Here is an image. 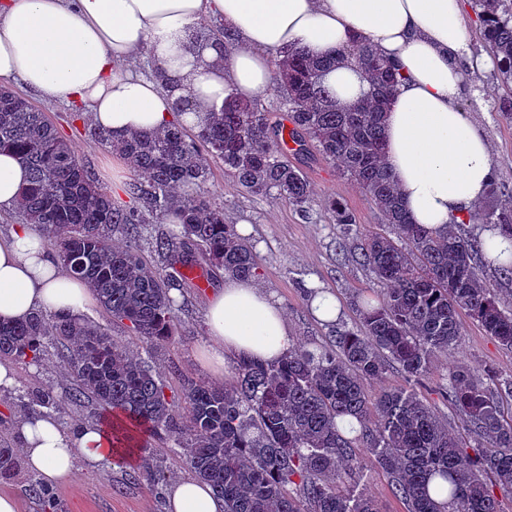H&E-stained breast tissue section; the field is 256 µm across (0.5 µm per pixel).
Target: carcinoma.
Listing matches in <instances>:
<instances>
[{"label":"carcinoma","mask_w":512,"mask_h":512,"mask_svg":"<svg viewBox=\"0 0 512 512\" xmlns=\"http://www.w3.org/2000/svg\"><path fill=\"white\" fill-rule=\"evenodd\" d=\"M481 37L496 63L500 89L512 99V0H475ZM347 61L368 84L357 103L336 108L325 85L335 60H318L293 48L275 62L282 109L290 131L257 101L230 100L224 111L194 131L172 125L136 132L113 143L134 172L128 195L146 201L151 214L169 221L151 237L159 265L138 253L150 219L126 209L94 180L46 114L9 87L0 88V149L13 151L30 175L19 205L25 223L52 247L67 272L92 288L101 308L147 345L170 340L175 329L172 292L192 285L189 271L208 279L224 273L254 278L253 246L224 217L204 186L213 161L252 196L270 194L308 219L310 182L288 161L293 154L336 166L340 177L361 187L382 223L401 239L366 234L345 257L366 266L378 288L353 301L356 326L328 323L330 344H297L278 362L234 361L230 382L182 385L185 415L150 362L118 347L100 327L82 318L39 312L17 324L0 323V359L28 367L47 348L60 346L70 387L47 388L21 404L25 415L46 411L62 417L86 404L100 411L112 447L129 455L167 439L198 479L224 500V512H377L373 500L349 485L368 467L384 471L407 512H502L497 493L512 496V372L490 367L477 375L459 367L449 375L444 399L460 415L469 445L448 421L412 391L369 396L367 386L397 367L422 384L434 375L433 356L456 345L466 313L499 344L512 349V310H505L482 275L496 263L467 224L430 230L411 224L395 179L384 162V118L398 83L396 68L369 44L357 41ZM324 212L335 224L355 218L331 197ZM512 243V213L478 209L468 224ZM498 264V263H496ZM512 277V250L498 264ZM18 467L17 451L0 443V475ZM131 478L157 486L167 479L159 461L145 456ZM28 496L41 512H60L52 492L29 478Z\"/></svg>","instance_id":"obj_1"}]
</instances>
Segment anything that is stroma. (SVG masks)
Returning a JSON list of instances; mask_svg holds the SVG:
<instances>
[{
	"mask_svg": "<svg viewBox=\"0 0 512 512\" xmlns=\"http://www.w3.org/2000/svg\"><path fill=\"white\" fill-rule=\"evenodd\" d=\"M462 101L475 121L485 130L496 161L497 179L512 184V118L508 117L501 89L490 70L478 71L466 85ZM32 105L46 113L58 134L71 143L79 160L89 168L102 187L112 179V152L94 137L90 118L72 111L63 101L43 102L32 98ZM303 167L315 192L311 219L302 218L291 206L271 197H251L225 175L222 163L211 166L206 189L224 208L225 217L236 226L248 227L247 239L253 245L259 265V284L281 305L293 343L327 345L325 327L310 311L301 287L316 285L335 293L340 303V318L354 324L356 314L350 305L353 295L375 287L372 272L364 266L342 260L341 243H353L357 236L381 231V217L369 197L353 183L338 176L335 169L320 162L294 157ZM331 196L343 198L356 222L351 229L330 222L322 204ZM211 294L207 288L188 292L176 313V332L170 344L154 349L148 359L173 392H180L184 380L212 382L213 371L203 359L208 345L205 304ZM463 336L457 346L435 360V377L420 395L434 403L449 428L460 425L458 416L437 394L449 368L463 365L475 372L494 367L512 371V349L500 346L487 336L476 321L461 315ZM14 395L0 397V440L17 447L14 418L19 409L15 394L52 388L63 393L69 384L55 352H48L42 363L17 367ZM128 466L80 464L70 480L54 487L62 512H163L165 488L147 481L127 479ZM354 491L371 497L378 512H406V506L391 492L388 476L369 468L356 476Z\"/></svg>",
	"mask_w": 512,
	"mask_h": 512,
	"instance_id": "35a3bbf8",
	"label": "stroma"
}]
</instances>
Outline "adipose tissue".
I'll return each instance as SVG.
<instances>
[{
    "mask_svg": "<svg viewBox=\"0 0 512 512\" xmlns=\"http://www.w3.org/2000/svg\"><path fill=\"white\" fill-rule=\"evenodd\" d=\"M223 20L234 40L207 35ZM366 39L400 70L385 122V161L414 224L465 221L495 176L484 130L462 104L467 53L463 0H0V85L16 81L46 101L89 113L113 141L178 122L194 128L226 99L267 93L273 62L291 46L326 58ZM147 52L146 79L127 62ZM28 172L0 152V213L14 210ZM93 293L55 259L28 224L0 237V322L38 311L82 315ZM206 357L223 375L226 357L280 360L292 345L281 307L255 280L225 278L207 300ZM15 435L45 486L79 463L115 462L101 424L64 428L56 415L18 417ZM165 512H224L196 478L170 483Z\"/></svg>",
    "mask_w": 512,
    "mask_h": 512,
    "instance_id": "obj_1",
    "label": "adipose tissue"
}]
</instances>
